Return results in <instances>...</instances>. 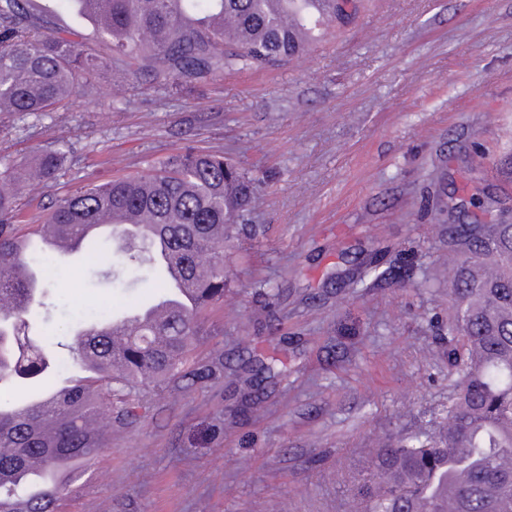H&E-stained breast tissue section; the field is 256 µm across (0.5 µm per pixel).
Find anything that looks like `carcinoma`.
Returning <instances> with one entry per match:
<instances>
[{"mask_svg":"<svg viewBox=\"0 0 512 512\" xmlns=\"http://www.w3.org/2000/svg\"><path fill=\"white\" fill-rule=\"evenodd\" d=\"M91 25L81 34L56 22L36 0H0V112H55L66 97L88 95L107 63L137 80L188 88L226 70L280 67L316 49L327 30L347 22L362 0H56ZM66 156L47 150L31 165L0 173V384L39 378L30 399L0 407V512H60L68 493L63 472L112 447L142 411L184 378L187 357L215 333L206 314L224 301L231 269L224 241L248 222L258 183L222 154L188 146L149 172L123 176L61 198L44 222L22 234L18 184L49 183ZM470 204L488 212L497 200L476 187ZM145 215L142 232L111 234L119 277L147 259L135 242L166 240L172 262L194 297L160 321L94 340L87 364L82 331L112 325V310L80 313L71 341L44 348L26 334L27 317L45 308L48 271L59 251L32 237L52 234L96 253L87 226ZM448 405L429 426L390 435L350 476V512H512V222L448 225ZM150 306L169 292V271L153 265ZM198 382L230 379L234 412L264 410L286 370L254 355L224 364V354L190 371ZM224 419H212L204 440L218 445Z\"/></svg>","mask_w":512,"mask_h":512,"instance_id":"1","label":"carcinoma"}]
</instances>
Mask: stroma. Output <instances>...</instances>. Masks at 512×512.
Masks as SVG:
<instances>
[{"label": "stroma", "mask_w": 512, "mask_h": 512, "mask_svg": "<svg viewBox=\"0 0 512 512\" xmlns=\"http://www.w3.org/2000/svg\"><path fill=\"white\" fill-rule=\"evenodd\" d=\"M224 153L263 185L249 229L224 246L232 280L192 352L242 346L285 362L266 412L194 432L225 414L230 383L183 382L78 468L65 512H349L351 471L385 437L448 399V273L435 257L464 223L470 178L512 208V184L471 159L512 150V0H374L320 47L272 70H228L178 90L100 74L93 95L55 112H0V170L43 151L68 162L29 186L25 223L57 198L148 171L184 146ZM457 202L450 216L437 207ZM375 262L379 282L346 280ZM110 260L66 258L37 342L68 341L77 311L147 297L102 277ZM278 292L267 308L262 292ZM280 334L267 328L270 318ZM342 345L330 358V343ZM405 418H397L399 408Z\"/></svg>", "instance_id": "35a3bbf8"}]
</instances>
